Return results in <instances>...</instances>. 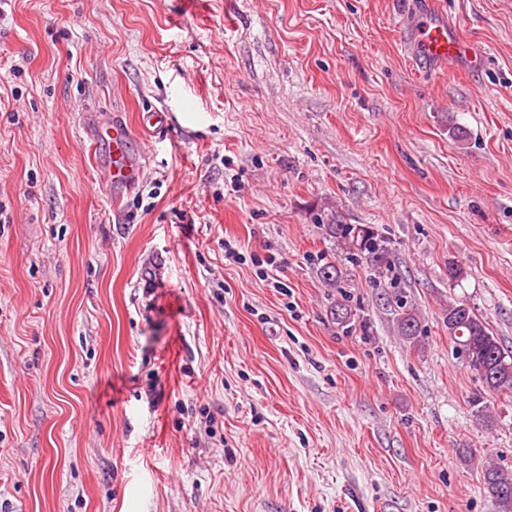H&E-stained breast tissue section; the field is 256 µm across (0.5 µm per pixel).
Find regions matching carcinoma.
<instances>
[{
  "mask_svg": "<svg viewBox=\"0 0 512 512\" xmlns=\"http://www.w3.org/2000/svg\"><path fill=\"white\" fill-rule=\"evenodd\" d=\"M325 234L336 243L344 260L365 271L397 284L394 253L390 241L370 224H345L333 219L323 225ZM342 260V261H344ZM342 261H325L319 267L322 281L329 288L342 292L346 273ZM393 324L398 335L413 340L421 334L420 317L412 300L400 288L393 289ZM336 323L349 328L355 322L351 308L336 301L330 308ZM453 354L478 376L487 391L512 393V352L505 349L488 323L463 300L448 304L444 317ZM482 480L497 512H512V470L495 464L482 469Z\"/></svg>",
  "mask_w": 512,
  "mask_h": 512,
  "instance_id": "1",
  "label": "carcinoma"
}]
</instances>
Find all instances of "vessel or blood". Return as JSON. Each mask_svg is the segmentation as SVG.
<instances>
[{"label": "vessel or blood", "instance_id": "obj_1", "mask_svg": "<svg viewBox=\"0 0 512 512\" xmlns=\"http://www.w3.org/2000/svg\"><path fill=\"white\" fill-rule=\"evenodd\" d=\"M411 36L418 60L438 64L464 57L475 68L483 63L482 56L462 44L445 21L434 18L419 21ZM93 134L109 145L106 176L112 191L118 193L129 188L134 184L141 164L139 155L130 150L133 139L131 128L120 116L115 115L97 122Z\"/></svg>", "mask_w": 512, "mask_h": 512}]
</instances>
